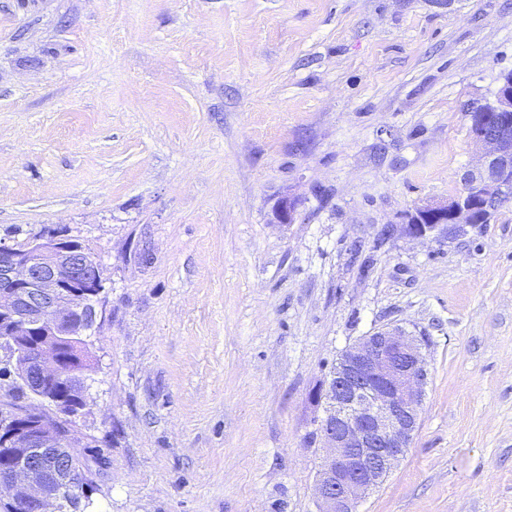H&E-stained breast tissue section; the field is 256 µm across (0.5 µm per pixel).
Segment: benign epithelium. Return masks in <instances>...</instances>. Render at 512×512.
Masks as SVG:
<instances>
[{"mask_svg": "<svg viewBox=\"0 0 512 512\" xmlns=\"http://www.w3.org/2000/svg\"><path fill=\"white\" fill-rule=\"evenodd\" d=\"M512 74L502 75L473 112L472 143L478 164L462 177V191L415 207L405 228L416 238L450 239L466 226L488 224L512 201ZM297 201L274 209L280 224L295 221ZM103 270L73 239L39 237L0 243V339L10 350L0 366L11 380L0 400V446L16 448V462L0 465V498L16 512H56L61 493H84L89 471L77 470V419L88 405L89 377L71 367L61 348L98 328ZM429 375L422 338L394 326L370 333L337 359L312 401H326L318 420L324 454L314 483L318 512H357L407 452L418 428ZM41 402L22 409L7 404L15 386Z\"/></svg>", "mask_w": 512, "mask_h": 512, "instance_id": "obj_1", "label": "benign epithelium"}]
</instances>
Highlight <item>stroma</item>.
Instances as JSON below:
<instances>
[{
    "label": "stroma",
    "mask_w": 512,
    "mask_h": 512,
    "mask_svg": "<svg viewBox=\"0 0 512 512\" xmlns=\"http://www.w3.org/2000/svg\"><path fill=\"white\" fill-rule=\"evenodd\" d=\"M511 70L512 0H0V241L104 273L95 512H317L310 395L393 326L429 380L359 512H512V202L403 231Z\"/></svg>",
    "instance_id": "obj_1"
}]
</instances>
